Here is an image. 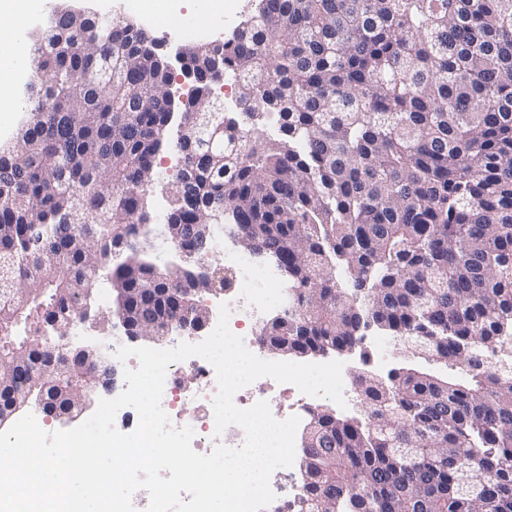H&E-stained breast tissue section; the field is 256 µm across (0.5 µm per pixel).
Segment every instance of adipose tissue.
<instances>
[{
  "label": "adipose tissue",
  "mask_w": 512,
  "mask_h": 512,
  "mask_svg": "<svg viewBox=\"0 0 512 512\" xmlns=\"http://www.w3.org/2000/svg\"><path fill=\"white\" fill-rule=\"evenodd\" d=\"M35 7V0H0V20L5 23L0 29V114L6 116L20 106L15 81L32 72L24 21Z\"/></svg>",
  "instance_id": "adipose-tissue-1"
}]
</instances>
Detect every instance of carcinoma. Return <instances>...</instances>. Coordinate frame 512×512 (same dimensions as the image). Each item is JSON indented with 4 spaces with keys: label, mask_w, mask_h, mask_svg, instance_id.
Listing matches in <instances>:
<instances>
[{
    "label": "carcinoma",
    "mask_w": 512,
    "mask_h": 512,
    "mask_svg": "<svg viewBox=\"0 0 512 512\" xmlns=\"http://www.w3.org/2000/svg\"><path fill=\"white\" fill-rule=\"evenodd\" d=\"M256 2L185 48L180 112L156 38L129 22L61 9L29 37L32 119L0 145V412L51 400L54 380L76 406L36 337L103 276L121 323L136 303L156 336L177 315L202 326L203 296L231 285L201 263L222 209L288 285L263 347L349 351L374 328L399 354L352 373L366 419L310 412L296 512H512V0ZM160 241L190 262L160 265ZM177 162V155L172 152H167L159 155L158 159V177L153 181L151 185L147 188L148 191V201H149V217L150 222L153 224H158L157 222V206L160 201H165L167 203V199L169 200L170 196V186L167 183L165 166H172Z\"/></svg>",
    "instance_id": "carcinoma-1"
}]
</instances>
